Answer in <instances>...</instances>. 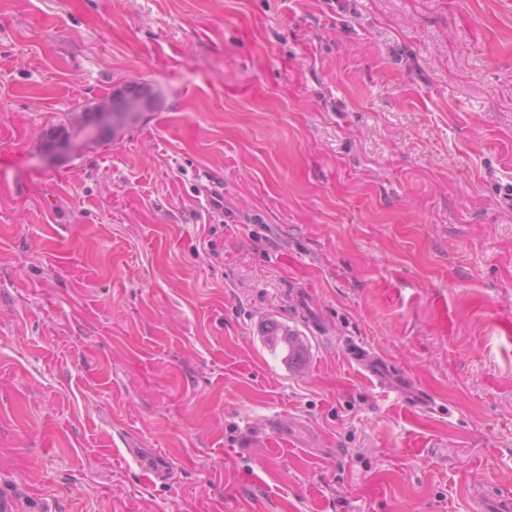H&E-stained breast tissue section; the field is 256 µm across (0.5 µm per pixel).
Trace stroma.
<instances>
[{
  "label": "stroma",
  "instance_id": "stroma-1",
  "mask_svg": "<svg viewBox=\"0 0 512 512\" xmlns=\"http://www.w3.org/2000/svg\"><path fill=\"white\" fill-rule=\"evenodd\" d=\"M133 86L136 123L47 152ZM478 483L512 491V0H0L9 512H468ZM341 344L349 362L357 365L371 380H384L386 358L357 336H344ZM276 439L285 445L292 442H303L304 437H310L311 431L299 422L278 420L272 425ZM126 454L137 464L145 466L153 475L154 483L168 484L173 479V471L170 467L158 460L144 456L139 448H125ZM147 460V463L145 461Z\"/></svg>",
  "mask_w": 512,
  "mask_h": 512
}]
</instances>
